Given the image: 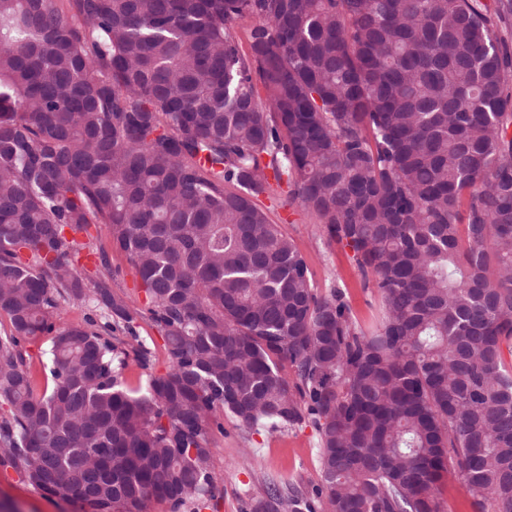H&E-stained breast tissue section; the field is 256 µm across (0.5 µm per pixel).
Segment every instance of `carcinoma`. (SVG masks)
Instances as JSON below:
<instances>
[{"label":"carcinoma","instance_id":"carcinoma-1","mask_svg":"<svg viewBox=\"0 0 512 512\" xmlns=\"http://www.w3.org/2000/svg\"><path fill=\"white\" fill-rule=\"evenodd\" d=\"M511 26L512 0H0V466L80 512H202L227 415L317 436L321 483L252 512H444L453 476L512 512ZM142 318L169 366L131 390ZM272 221L283 224L310 268L317 286L322 291L342 288L353 313L363 325H369L378 316V301L362 288L361 279L351 260V253L336 244H330L322 235L318 221L295 203L283 207L279 199L262 198ZM91 232L97 237V244L108 255L112 268V288L119 294H126L135 304L142 305L144 294L139 288V277L129 265L123 253L112 248L111 237L108 228L100 224L97 229L92 227Z\"/></svg>","mask_w":512,"mask_h":512}]
</instances>
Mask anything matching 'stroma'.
I'll list each match as a JSON object with an SVG mask.
<instances>
[{
  "label": "stroma",
  "mask_w": 512,
  "mask_h": 512,
  "mask_svg": "<svg viewBox=\"0 0 512 512\" xmlns=\"http://www.w3.org/2000/svg\"><path fill=\"white\" fill-rule=\"evenodd\" d=\"M272 221L282 224L303 254L321 290L341 288L353 313L364 325L378 316V301L364 290L349 251L330 244L317 221L300 206H282L280 200L267 203ZM98 246L106 250L112 268V288L142 304L139 278L123 253L113 249L109 230L93 231ZM216 452L215 474L223 488L214 512H249V505L264 482L295 483L303 487L319 484L321 473L316 454L317 436L303 426L277 433L250 431L232 418H225L223 432L213 433ZM0 505L9 512H74L73 506L57 503L23 481L12 469L0 467Z\"/></svg>",
  "instance_id": "stroma-1"
}]
</instances>
